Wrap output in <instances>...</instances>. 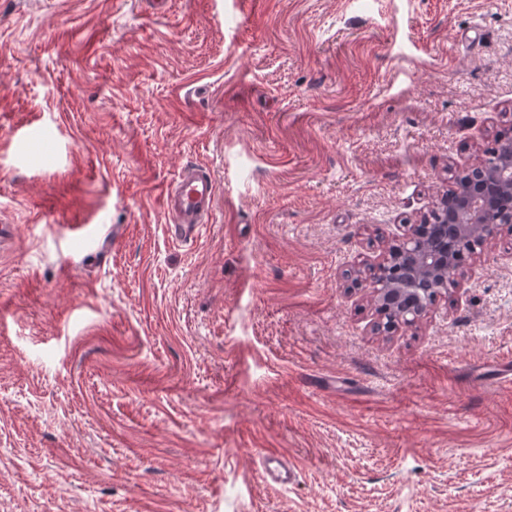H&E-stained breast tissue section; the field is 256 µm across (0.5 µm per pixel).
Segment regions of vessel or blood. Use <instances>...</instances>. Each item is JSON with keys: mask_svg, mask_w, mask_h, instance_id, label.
Listing matches in <instances>:
<instances>
[{"mask_svg": "<svg viewBox=\"0 0 512 512\" xmlns=\"http://www.w3.org/2000/svg\"><path fill=\"white\" fill-rule=\"evenodd\" d=\"M217 184L210 171L183 167L162 193V208L176 233L194 232L209 223L215 208Z\"/></svg>", "mask_w": 512, "mask_h": 512, "instance_id": "obj_1", "label": "vessel or blood"}]
</instances>
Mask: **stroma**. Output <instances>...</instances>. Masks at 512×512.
Returning a JSON list of instances; mask_svg holds the SVG:
<instances>
[{"mask_svg":"<svg viewBox=\"0 0 512 512\" xmlns=\"http://www.w3.org/2000/svg\"><path fill=\"white\" fill-rule=\"evenodd\" d=\"M509 128L512 0H0V512H512V234L415 330L340 281ZM217 198V184L209 170L184 166L162 193V208L169 224L182 235L209 224Z\"/></svg>","mask_w":512,"mask_h":512,"instance_id":"35a3bbf8","label":"stroma"}]
</instances>
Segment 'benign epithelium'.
<instances>
[{
    "instance_id": "obj_1",
    "label": "benign epithelium",
    "mask_w": 512,
    "mask_h": 512,
    "mask_svg": "<svg viewBox=\"0 0 512 512\" xmlns=\"http://www.w3.org/2000/svg\"><path fill=\"white\" fill-rule=\"evenodd\" d=\"M448 171L416 222L400 225L377 255L341 273L372 305L394 312L387 323L372 326L376 335L416 329L439 300L466 293L470 272L485 263L489 245L503 229L512 231V140Z\"/></svg>"
}]
</instances>
